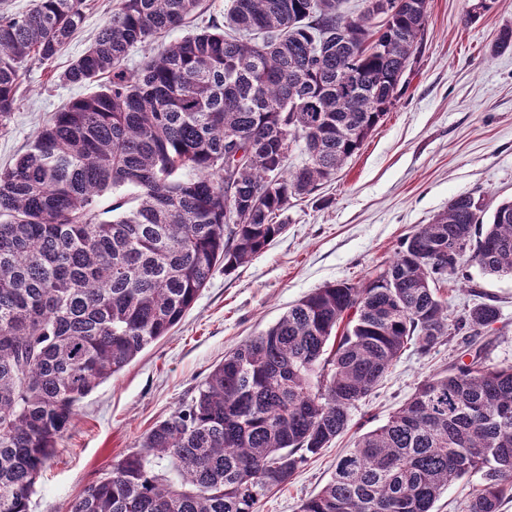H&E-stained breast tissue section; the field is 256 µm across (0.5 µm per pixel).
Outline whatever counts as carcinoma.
<instances>
[{
  "instance_id": "1",
  "label": "carcinoma",
  "mask_w": 512,
  "mask_h": 512,
  "mask_svg": "<svg viewBox=\"0 0 512 512\" xmlns=\"http://www.w3.org/2000/svg\"><path fill=\"white\" fill-rule=\"evenodd\" d=\"M84 0L0 8V128L30 60L54 59ZM342 0H229L152 51L200 0H113L94 43L60 76L92 87L0 170V512L29 496L79 403L168 335L213 273L264 252L290 201L336 178L379 125L425 34L427 0H393L383 33ZM144 48L140 66L123 61ZM294 150L305 156L292 169ZM133 191L129 206L100 208ZM243 214L225 220L228 208ZM466 264L512 276V200L489 217L468 194L403 238L357 283H330L224 355L190 401L68 512H259L350 425L408 345L463 335L383 425L360 434L299 512H433L456 481L466 512L512 492V365L477 339L500 319L481 302L450 318L440 288Z\"/></svg>"
}]
</instances>
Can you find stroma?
<instances>
[{
	"instance_id": "obj_1",
	"label": "stroma",
	"mask_w": 512,
	"mask_h": 512,
	"mask_svg": "<svg viewBox=\"0 0 512 512\" xmlns=\"http://www.w3.org/2000/svg\"><path fill=\"white\" fill-rule=\"evenodd\" d=\"M85 19L49 64L26 66L16 108L0 131V169L12 166L54 112L88 94L60 75L95 40L112 0H85ZM512 27V0H428L422 46L402 88L362 148L315 194L291 200L285 232L232 273L216 270L168 336L144 350L80 403L43 469L30 512H68L71 502L144 433L191 399L212 366L329 283H355L391 261L401 240L430 223L451 198L472 195L493 213L512 199V50L494 52ZM467 273L480 295L455 283L443 294L451 316L495 301L500 319L483 336L485 363L512 365V277ZM457 341L423 354L408 346L374 392L351 411L349 430L308 458L259 512H299L330 480L354 437L386 422L418 384L454 362Z\"/></svg>"
}]
</instances>
